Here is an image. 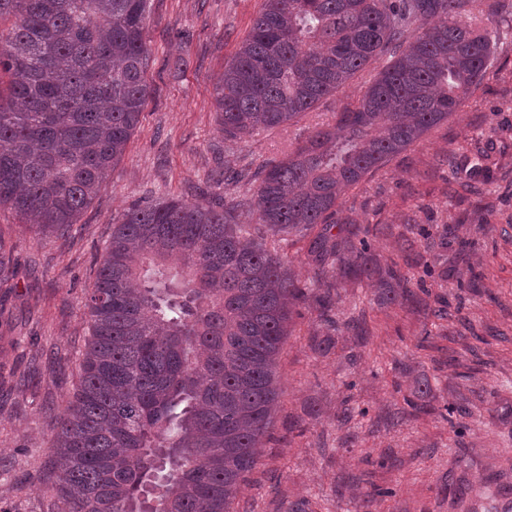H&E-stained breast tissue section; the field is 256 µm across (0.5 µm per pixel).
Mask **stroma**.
I'll list each match as a JSON object with an SVG mask.
<instances>
[{
    "label": "stroma",
    "instance_id": "obj_1",
    "mask_svg": "<svg viewBox=\"0 0 512 512\" xmlns=\"http://www.w3.org/2000/svg\"><path fill=\"white\" fill-rule=\"evenodd\" d=\"M472 13L495 52L484 79L447 122L347 191L331 233L366 242L371 264L404 274L415 300L392 303L377 280L316 260L310 239L267 245L294 278L336 287L328 312L301 305L279 359L280 401L261 457L231 512H512V0ZM262 0H149L150 87L141 121L93 204L61 235L43 236L0 207L15 245L0 284V512H56L46 489L49 441L77 383L92 287L112 224L136 202L194 201L221 164L280 159L374 67L297 123L226 140L213 84ZM450 245L437 246L440 233ZM339 328L328 331L324 319ZM330 352H322L326 340ZM432 412L409 411L419 382ZM463 410L455 424L445 405Z\"/></svg>",
    "mask_w": 512,
    "mask_h": 512
}]
</instances>
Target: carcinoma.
Segmentation results:
<instances>
[{"label":"carcinoma","instance_id":"carcinoma-1","mask_svg":"<svg viewBox=\"0 0 512 512\" xmlns=\"http://www.w3.org/2000/svg\"><path fill=\"white\" fill-rule=\"evenodd\" d=\"M473 0H263L217 76L224 138L289 125L388 58L354 104L281 160L224 167V203L134 204L112 224L91 336L53 441L57 512H230L279 402L277 359L305 291L266 244L333 253L339 200L448 120L485 77ZM148 0H0V206L58 233L98 195L149 95ZM15 248L0 236V283ZM349 247V274L381 277Z\"/></svg>","mask_w":512,"mask_h":512}]
</instances>
